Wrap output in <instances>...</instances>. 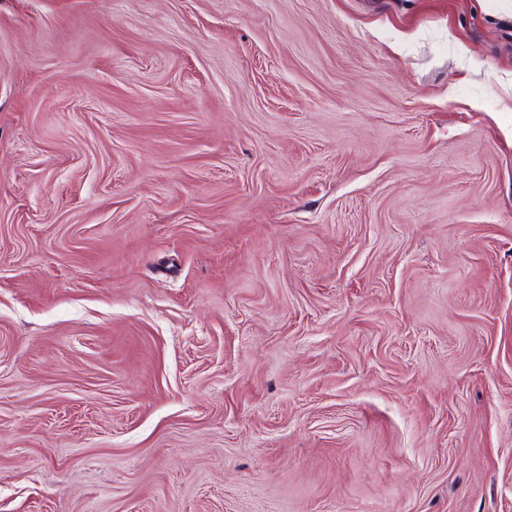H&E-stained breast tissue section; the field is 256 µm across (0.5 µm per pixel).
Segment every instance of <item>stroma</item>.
<instances>
[{"label": "stroma", "mask_w": 512, "mask_h": 512, "mask_svg": "<svg viewBox=\"0 0 512 512\" xmlns=\"http://www.w3.org/2000/svg\"><path fill=\"white\" fill-rule=\"evenodd\" d=\"M0 512H512V0H0Z\"/></svg>", "instance_id": "35a3bbf8"}]
</instances>
